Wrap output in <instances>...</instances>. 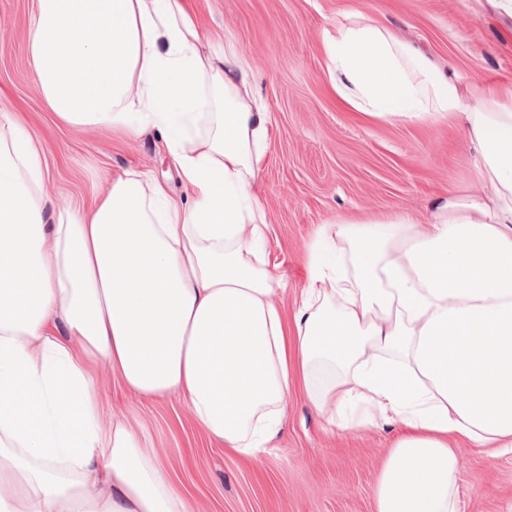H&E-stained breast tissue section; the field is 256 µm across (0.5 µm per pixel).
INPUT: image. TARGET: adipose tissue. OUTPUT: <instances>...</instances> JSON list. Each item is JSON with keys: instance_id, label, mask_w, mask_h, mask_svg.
<instances>
[{"instance_id": "adipose-tissue-1", "label": "adipose tissue", "mask_w": 512, "mask_h": 512, "mask_svg": "<svg viewBox=\"0 0 512 512\" xmlns=\"http://www.w3.org/2000/svg\"><path fill=\"white\" fill-rule=\"evenodd\" d=\"M337 97L368 119L455 115L473 193L320 225L292 314L264 258L274 125L251 62L189 0H36L37 90L72 126L160 129L187 192L135 171L55 207L41 149L0 109V512H193L95 369L181 394L243 458L299 392L328 425H399L375 512H461L459 446L512 448V88L452 69L364 14L320 34Z\"/></svg>"}]
</instances>
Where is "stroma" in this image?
<instances>
[{
	"mask_svg": "<svg viewBox=\"0 0 512 512\" xmlns=\"http://www.w3.org/2000/svg\"><path fill=\"white\" fill-rule=\"evenodd\" d=\"M34 0H0V108L20 115L43 151L56 206L89 201L112 177L148 173L176 197L184 186L162 132L89 130L59 121L37 92L26 36ZM206 29L222 31L252 62L274 119L261 181L269 219L266 259L292 308L306 282L313 231L410 209L429 220L448 190L470 192L472 150L452 119L380 122L348 111L331 90L319 42L341 12L388 25L433 60L451 63L462 86L512 85V16L489 0H194ZM102 421L119 417L155 454L195 512H375L381 463L401 430L328 427L291 395L275 446L242 461L211 439L175 392L145 399L126 391L107 364L95 372ZM466 512H512V451L459 450Z\"/></svg>",
	"mask_w": 512,
	"mask_h": 512,
	"instance_id": "stroma-1",
	"label": "stroma"
}]
</instances>
